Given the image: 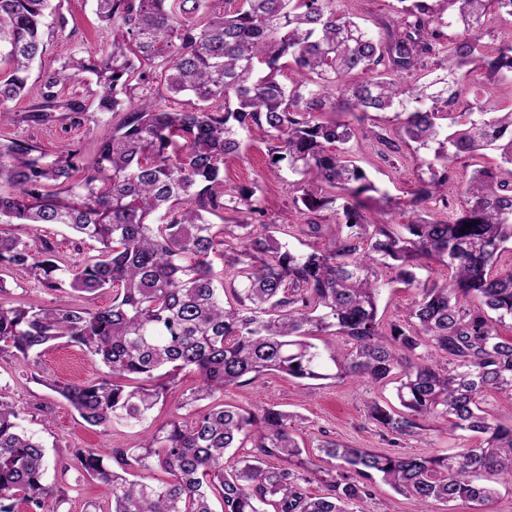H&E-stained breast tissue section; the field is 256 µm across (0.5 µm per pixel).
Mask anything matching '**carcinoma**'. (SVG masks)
Wrapping results in <instances>:
<instances>
[{"mask_svg":"<svg viewBox=\"0 0 512 512\" xmlns=\"http://www.w3.org/2000/svg\"><path fill=\"white\" fill-rule=\"evenodd\" d=\"M398 17L377 22L379 34L336 10V0H96L112 38L93 53L74 54L30 81L46 52L47 18L62 0H0V117L9 103L32 100L18 121L35 126L88 120L86 106L62 100L57 87L77 77L94 86L95 112L112 115L96 139L50 155L33 141L0 137V273L30 277L46 291L112 290L102 308L0 304V355L37 363L60 342L97 356L110 376L55 381L51 389L83 421L142 427L126 448H72L77 473L112 491L108 512H364L374 476L414 498L482 507L496 483L512 486V423L492 422L483 407L491 391L512 393V267L499 264L512 245V108L489 112L466 94L460 71L480 64L512 81V43L485 53L493 13L512 17V0H397ZM460 31L440 55L448 8ZM434 59L435 78L404 77ZM289 72V83L281 76ZM161 77L185 107L161 106L140 85ZM393 113L403 138L427 149L412 204L455 191L453 224L419 219L395 229L370 220L364 195L376 190L342 145L351 123ZM263 132L268 164L288 161L293 174L320 185L294 198L310 213L341 201L332 230L316 221L323 249L292 250L270 230L257 186L224 183L225 159L239 154L243 134ZM498 150L502 166L456 183L455 164ZM239 213L233 224L212 217ZM262 226L257 231L252 221ZM62 224L96 254L80 264L61 258L38 230ZM220 257L229 276L214 267ZM448 268V281L423 285L406 323L378 319L381 269L412 286L421 260ZM343 336L350 349L330 356L315 341ZM183 372L197 385L184 414L145 426ZM269 372L291 378H354L396 384L401 408L372 399L367 412L399 443L419 436V420L441 418L452 430L480 435L456 455L381 452L322 439L317 452L339 465L308 466L293 434V416L228 403L197 411L198 402L250 385ZM231 448H247L232 464ZM277 460L270 464L269 460ZM50 460L28 433L21 412L0 395V512H62L65 491L46 484ZM169 478L159 480L154 472ZM322 484L320 495L307 485Z\"/></svg>","mask_w":512,"mask_h":512,"instance_id":"cac0c4a2","label":"carcinoma"}]
</instances>
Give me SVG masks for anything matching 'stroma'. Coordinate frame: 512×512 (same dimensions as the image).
<instances>
[{
  "label": "stroma",
  "mask_w": 512,
  "mask_h": 512,
  "mask_svg": "<svg viewBox=\"0 0 512 512\" xmlns=\"http://www.w3.org/2000/svg\"><path fill=\"white\" fill-rule=\"evenodd\" d=\"M65 27H53L47 36L45 64L57 66L69 55L106 44L109 32L95 14L94 0H63ZM471 98L477 99L488 111L512 107V83L491 79L486 69L473 68L465 76ZM371 121L356 124L355 136L347 143L350 155L371 176L377 190L365 202L367 215H376L387 200H395L391 220L408 224L416 218H435L449 223L459 216L456 202H431L417 209H408L410 192L419 178L428 171L420 165V155L403 145L391 155H384L382 146L371 134ZM0 135L37 143L54 154L74 145L91 151L95 134L87 126L57 123L30 126L24 123L0 124ZM268 145L258 132L244 136L241 156L228 158L224 178L231 185L257 184L265 199L266 219L284 226L291 248L303 252L321 249L322 240L307 235L305 228L312 216L293 203L294 177L289 171L273 176L267 167ZM384 287L378 300V316L382 322L402 321L417 298V287L399 282L394 271L384 272ZM35 300L48 306L103 307L112 301L111 292L84 295L72 290L47 292L34 280L23 285L8 284L0 292V303L9 305ZM103 364L75 346L58 344L46 349L36 365L0 357V391L17 405L25 417L24 426L45 445L50 458L47 484L64 487L68 502L66 512H108L112 496L95 481L78 477L69 459L73 448H123L137 440L135 430L119 426L105 430L87 426L78 414L49 387L50 382L69 380L86 382L104 376ZM377 398L395 403L393 386H372L353 379H335L298 383L282 374H269L254 384L233 390L225 402L257 411L276 407L299 415L297 433L307 445L327 438L346 442L357 448L389 451L390 445L379 427L367 416L365 402ZM474 434L449 431L443 421L427 418L422 423L421 437L400 445L408 453L457 454L475 444Z\"/></svg>",
  "instance_id": "stroma-1"
}]
</instances>
